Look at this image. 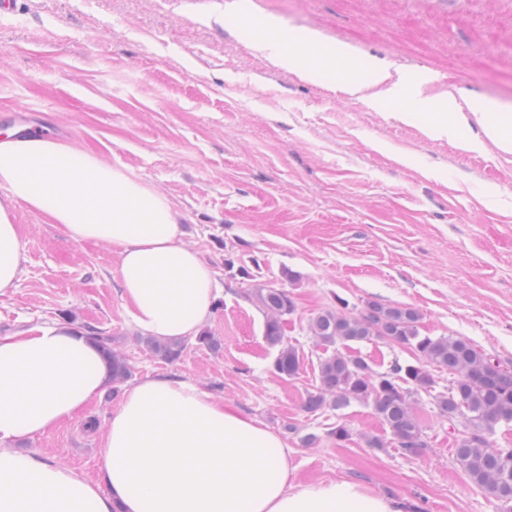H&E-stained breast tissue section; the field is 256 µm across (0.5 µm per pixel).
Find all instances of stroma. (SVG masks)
<instances>
[{
    "label": "stroma",
    "mask_w": 512,
    "mask_h": 512,
    "mask_svg": "<svg viewBox=\"0 0 512 512\" xmlns=\"http://www.w3.org/2000/svg\"><path fill=\"white\" fill-rule=\"evenodd\" d=\"M19 2L0 16V130L48 129L167 197L216 273L205 328L220 347L189 336L168 363L138 344L112 249L69 241L21 203L26 260L0 296V336L73 320L111 338L133 378L175 372L257 418L288 442L300 480L347 479L422 512H500L454 461L467 422L442 417L436 399L455 374L433 369V386L411 396L425 443L416 455L369 404L310 412L305 401L323 355L309 320L343 300L414 308L420 335L465 338L512 368V153L476 122L463 130L482 142L471 150L389 103L403 93L466 115L478 101L512 110V0ZM269 26L358 62L361 93L342 91L327 66H284L264 46ZM257 282L295 302V376L270 369L276 351L246 297ZM345 351L377 373L418 359L376 337ZM118 402L100 397L19 446L96 477Z\"/></svg>",
    "instance_id": "obj_1"
}]
</instances>
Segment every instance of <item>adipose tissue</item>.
<instances>
[{"label":"adipose tissue","instance_id":"obj_1","mask_svg":"<svg viewBox=\"0 0 512 512\" xmlns=\"http://www.w3.org/2000/svg\"><path fill=\"white\" fill-rule=\"evenodd\" d=\"M474 117L512 153V112L484 102ZM0 186L9 191L0 201V295L16 287L25 260L14 222L21 202L71 241L116 252L142 332L174 340L202 330L220 290L166 197L84 149L11 132L0 136ZM111 384L110 361L71 323L0 336V512H402L355 482H299L285 441L177 374L125 387L97 479L15 449L85 414Z\"/></svg>","mask_w":512,"mask_h":512}]
</instances>
